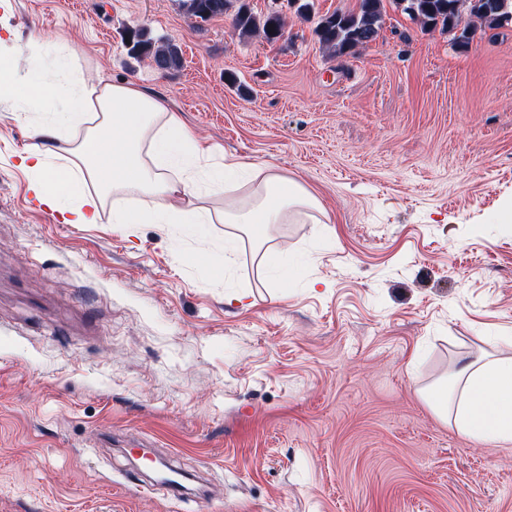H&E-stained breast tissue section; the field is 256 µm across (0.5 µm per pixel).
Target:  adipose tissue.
Listing matches in <instances>:
<instances>
[{
  "label": "adipose tissue",
  "instance_id": "1",
  "mask_svg": "<svg viewBox=\"0 0 512 512\" xmlns=\"http://www.w3.org/2000/svg\"><path fill=\"white\" fill-rule=\"evenodd\" d=\"M21 83L25 101L44 115L20 166L37 178V197L66 224H94L104 210L133 231L142 224H178L186 236L213 221L208 196L224 199L223 219L241 225L265 249L274 224L319 209L302 184L270 167L228 162L209 170L192 131L161 96L131 82L74 73L67 89L50 74L16 79L0 58V84ZM255 183L251 200L234 204L242 180ZM432 410L459 432L485 444L512 442V358L485 354L424 394Z\"/></svg>",
  "mask_w": 512,
  "mask_h": 512
}]
</instances>
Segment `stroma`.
Returning a JSON list of instances; mask_svg holds the SVG:
<instances>
[{
    "mask_svg": "<svg viewBox=\"0 0 512 512\" xmlns=\"http://www.w3.org/2000/svg\"><path fill=\"white\" fill-rule=\"evenodd\" d=\"M312 2L269 43L180 0H0L15 71L76 51L85 77L163 96L210 164L272 167L322 206L271 226L275 273L231 224L62 223L0 98V512H512V443L420 395L512 357V22L461 47L391 6L337 57L315 19L357 0ZM135 28L182 68L133 58ZM133 447L192 491L128 483Z\"/></svg>",
    "mask_w": 512,
    "mask_h": 512,
    "instance_id": "obj_1",
    "label": "stroma"
}]
</instances>
